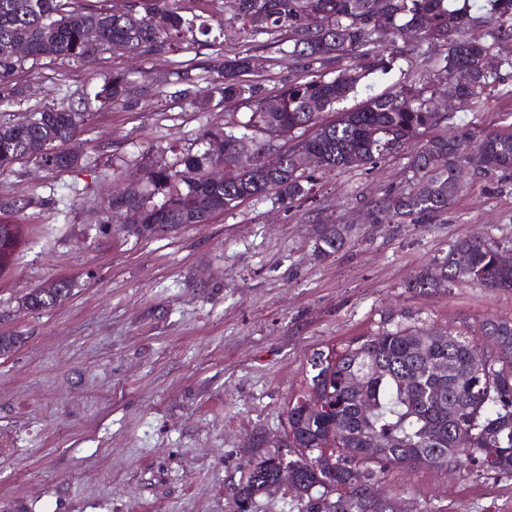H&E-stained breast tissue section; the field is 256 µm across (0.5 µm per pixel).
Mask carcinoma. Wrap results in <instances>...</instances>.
Instances as JSON below:
<instances>
[{"label": "carcinoma", "instance_id": "obj_1", "mask_svg": "<svg viewBox=\"0 0 512 512\" xmlns=\"http://www.w3.org/2000/svg\"><path fill=\"white\" fill-rule=\"evenodd\" d=\"M184 0H116L110 10H85L75 0H0V86L32 59L93 62L109 50L145 57L177 53L195 41L193 31L209 35V23L184 15ZM227 19L238 32L290 57L296 71L274 94L248 79L255 68L254 48L233 56L216 54L199 66H178L172 75L180 96L198 110L210 107L212 94L240 103V119L203 135V148L144 166L142 176L125 183L113 206L127 214L124 231L137 239L170 230L172 224H207L215 216L248 200L269 195L281 202L307 197L314 173L375 165L386 155L414 146L412 187L389 192L370 211L371 223L398 219L426 224L464 188L466 175L512 177V128H472L460 134L417 140L438 126L437 89L404 84L394 92L343 107L361 81L385 69L381 47L403 41L397 51L410 71L429 64L433 51L444 66L439 81L454 82L461 102L483 96L498 69H512V58L484 69L482 57L493 44L463 34L512 22V0H230ZM101 34L98 45L84 39L89 29ZM28 46L17 55L13 47ZM209 82L202 87L200 83ZM136 81L116 73L93 91L108 104L132 101ZM325 112L334 119L322 118ZM92 113L64 106L35 107L21 119L0 120V172L17 160L35 157L44 166L74 169L79 155L68 148ZM293 145L279 151L277 141ZM281 152V167L266 170L265 154ZM322 157L313 170L295 163L300 152ZM223 170L218 179L206 174ZM20 225L0 223V270L13 260ZM348 227L323 224L314 252L326 259L346 244ZM502 246L471 237L448 244L445 254L419 271L405 287L412 291L448 290L454 286L512 288V270L497 263ZM73 283L57 279L32 289L23 306L46 310L65 302ZM480 339L417 332L399 327L358 336L341 348L319 353L323 404L309 407L295 400L288 410L287 448H300L294 471L305 512H330L316 494L329 481L336 486L339 512H381L372 498V481L396 466L448 468L469 464L512 475V319L487 318ZM361 376L370 411H361L346 381ZM246 462L247 475L234 487L237 512H257L259 498L276 490L280 453L256 440ZM355 448L352 456L343 449ZM485 448L482 454L478 449Z\"/></svg>", "mask_w": 512, "mask_h": 512}]
</instances>
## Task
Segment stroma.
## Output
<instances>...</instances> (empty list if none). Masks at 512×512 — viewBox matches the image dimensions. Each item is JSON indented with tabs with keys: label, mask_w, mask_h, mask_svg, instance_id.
I'll list each match as a JSON object with an SVG mask.
<instances>
[{
	"label": "stroma",
	"mask_w": 512,
	"mask_h": 512,
	"mask_svg": "<svg viewBox=\"0 0 512 512\" xmlns=\"http://www.w3.org/2000/svg\"><path fill=\"white\" fill-rule=\"evenodd\" d=\"M208 42L172 55L108 51L91 63L25 64L0 116L35 106L90 110L72 142L82 165L23 158L0 173V222L23 238L0 272V512H236L249 438L282 439L315 351L396 326L473 336L512 318V289L415 293L406 282L449 242L512 240V182L473 178L426 224H372L367 211L409 188L410 149L372 169L320 176L310 198L248 201L208 224L137 239L101 229L114 176L169 146L194 148L235 103L200 112L168 77L215 55ZM126 72L147 87L106 106L86 88ZM438 132L512 124V70L478 105L444 110ZM352 232L314 255L319 225ZM74 283L60 306L26 309L32 289ZM394 512H512V477L468 465L395 467L375 485Z\"/></svg>",
	"instance_id": "35a3bbf8"
}]
</instances>
